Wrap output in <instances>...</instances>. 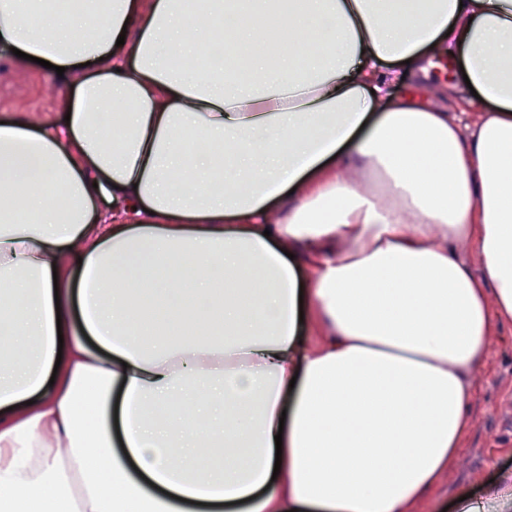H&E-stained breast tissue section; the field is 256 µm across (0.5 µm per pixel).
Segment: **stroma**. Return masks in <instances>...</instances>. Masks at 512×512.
Instances as JSON below:
<instances>
[{
    "mask_svg": "<svg viewBox=\"0 0 512 512\" xmlns=\"http://www.w3.org/2000/svg\"><path fill=\"white\" fill-rule=\"evenodd\" d=\"M46 69L33 63L13 67L0 50V116L25 112L50 122L64 116L62 77H46ZM458 62L433 58L429 76H401L391 87L401 97L413 88L430 93L439 83H461ZM472 403L474 427L463 441L459 455L449 461L435 489L419 502L415 512H462L460 497H468L479 512H512V330L497 329L489 350L474 376Z\"/></svg>",
    "mask_w": 512,
    "mask_h": 512,
    "instance_id": "stroma-1",
    "label": "stroma"
}]
</instances>
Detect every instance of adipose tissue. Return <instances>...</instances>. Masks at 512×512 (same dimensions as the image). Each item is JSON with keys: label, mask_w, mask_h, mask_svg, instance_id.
Wrapping results in <instances>:
<instances>
[{"label": "adipose tissue", "mask_w": 512, "mask_h": 512, "mask_svg": "<svg viewBox=\"0 0 512 512\" xmlns=\"http://www.w3.org/2000/svg\"><path fill=\"white\" fill-rule=\"evenodd\" d=\"M244 3L288 40L229 85ZM0 46L73 76L0 123V512H414L512 327V0H0ZM430 56L489 111L390 96ZM47 12L50 14H69L82 8L95 6L98 10H102L106 0H47ZM83 9V10H84Z\"/></svg>", "instance_id": "obj_1"}]
</instances>
